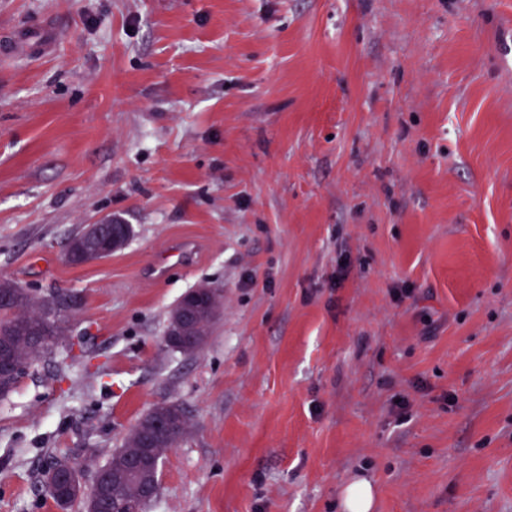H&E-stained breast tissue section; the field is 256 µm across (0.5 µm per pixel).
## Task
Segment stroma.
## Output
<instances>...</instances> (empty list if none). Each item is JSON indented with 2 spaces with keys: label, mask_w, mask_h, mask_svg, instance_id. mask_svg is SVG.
<instances>
[{
  "label": "stroma",
  "mask_w": 512,
  "mask_h": 512,
  "mask_svg": "<svg viewBox=\"0 0 512 512\" xmlns=\"http://www.w3.org/2000/svg\"><path fill=\"white\" fill-rule=\"evenodd\" d=\"M112 217V257L66 258ZM0 278L75 304L0 402V512L137 420L146 512H512V0H0ZM219 289L192 354L170 311ZM160 418H167L171 423L170 431L163 436L155 434V423ZM187 425L186 413L179 405L162 404L154 407L133 426L123 448L117 449L103 465L97 467L95 481L101 491L105 488L112 489V485L126 464L124 458L126 448H136L143 439H150L154 448H167L169 452L184 436ZM374 502L372 484L365 479L357 480L341 493L342 507L348 512H371Z\"/></svg>",
  "instance_id": "obj_1"
}]
</instances>
